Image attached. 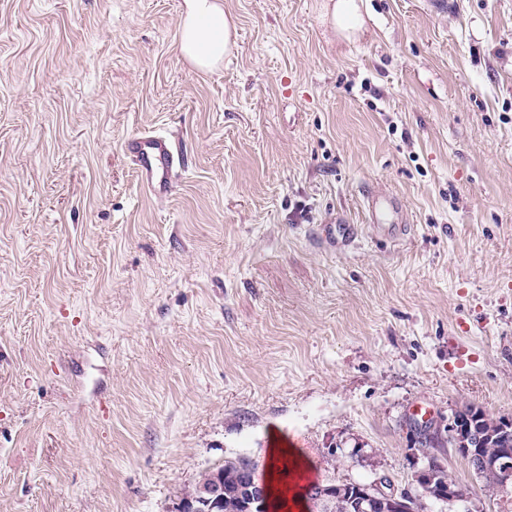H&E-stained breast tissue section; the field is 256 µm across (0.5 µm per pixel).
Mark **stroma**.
<instances>
[{"label":"stroma","instance_id":"1","mask_svg":"<svg viewBox=\"0 0 512 512\" xmlns=\"http://www.w3.org/2000/svg\"><path fill=\"white\" fill-rule=\"evenodd\" d=\"M220 68L176 50L184 0H0V512H177L275 438L311 479L421 494L417 406L464 502L512 512L448 443L512 421V0H218ZM172 135L179 177L124 152ZM398 196L403 241L320 225ZM325 21L332 30L347 40H351L364 25L358 0H336L325 4ZM127 151L142 183L155 197L166 196L179 163L171 138L144 132L128 142ZM357 224H344L341 220H335L332 224H324L322 237L330 247H350L359 238Z\"/></svg>","mask_w":512,"mask_h":512}]
</instances>
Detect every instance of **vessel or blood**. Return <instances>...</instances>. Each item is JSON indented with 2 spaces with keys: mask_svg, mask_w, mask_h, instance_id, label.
<instances>
[{
  "mask_svg": "<svg viewBox=\"0 0 512 512\" xmlns=\"http://www.w3.org/2000/svg\"><path fill=\"white\" fill-rule=\"evenodd\" d=\"M127 151L142 183L154 196H166L179 161L171 138L144 132L128 142ZM369 207L373 215L374 232L387 235L395 241L402 239L407 228L390 223L389 218L395 211V204L390 198L371 196ZM322 237L330 247H349L358 239L359 227L336 220L323 226Z\"/></svg>",
  "mask_w": 512,
  "mask_h": 512,
  "instance_id": "1",
  "label": "vessel or blood"
}]
</instances>
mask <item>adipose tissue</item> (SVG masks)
<instances>
[{
  "label": "adipose tissue",
  "mask_w": 512,
  "mask_h": 512,
  "mask_svg": "<svg viewBox=\"0 0 512 512\" xmlns=\"http://www.w3.org/2000/svg\"><path fill=\"white\" fill-rule=\"evenodd\" d=\"M177 49L201 70L220 66L235 44L237 25L216 0H186Z\"/></svg>",
  "instance_id": "adipose-tissue-1"
}]
</instances>
